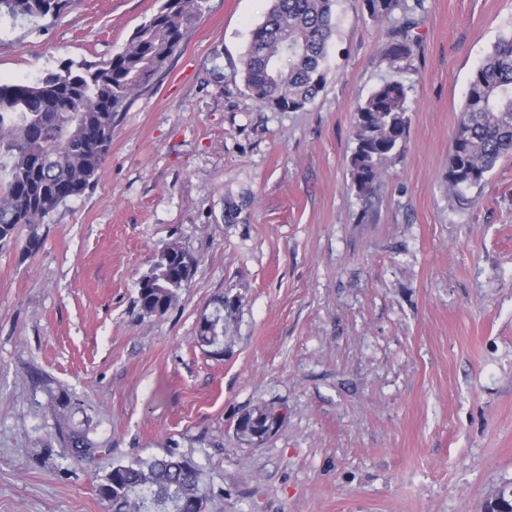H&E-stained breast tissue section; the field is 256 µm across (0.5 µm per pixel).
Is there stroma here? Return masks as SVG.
<instances>
[{
    "label": "stroma",
    "mask_w": 512,
    "mask_h": 512,
    "mask_svg": "<svg viewBox=\"0 0 512 512\" xmlns=\"http://www.w3.org/2000/svg\"><path fill=\"white\" fill-rule=\"evenodd\" d=\"M161 0H73L0 20V77L120 52ZM270 0H205L131 97L92 189L0 244V512H109L113 466L169 454L204 512H484L512 482V158L448 196L469 77L512 35V0H423L410 135L372 207L351 186L354 111L391 23L335 0L330 74L275 112L235 73ZM178 244L199 264L165 314L137 283ZM226 298L224 345L196 342ZM279 413L260 443L238 417ZM84 433L77 457L68 433Z\"/></svg>",
    "instance_id": "stroma-1"
}]
</instances>
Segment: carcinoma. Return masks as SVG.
I'll use <instances>...</instances> for the list:
<instances>
[{
    "label": "carcinoma",
    "instance_id": "1",
    "mask_svg": "<svg viewBox=\"0 0 512 512\" xmlns=\"http://www.w3.org/2000/svg\"><path fill=\"white\" fill-rule=\"evenodd\" d=\"M70 0H0V18L57 16ZM203 0H167L139 25L125 48L109 59L69 62L35 81H0V242L20 224L31 228L25 249L40 246L36 226L51 212L92 187L112 145V120L178 51L202 10ZM334 0H271L244 55L246 90L275 112L304 109L325 88L333 36ZM368 16H392L399 0H365ZM392 31L386 52L397 71L413 69L409 14ZM402 80L381 82L355 112V147L349 158L351 187L371 203L384 165L403 154L410 134L409 92ZM512 156V36L500 39L474 69L448 158V194L460 204L477 200L488 174ZM476 195H470V192ZM198 258L168 248L138 282L141 315L162 314L193 277ZM224 306L201 318L197 342L224 345ZM277 424L258 405L237 419L241 433L268 436ZM112 512H204L200 471L172 455L117 465L99 486Z\"/></svg>",
    "mask_w": 512,
    "mask_h": 512
}]
</instances>
